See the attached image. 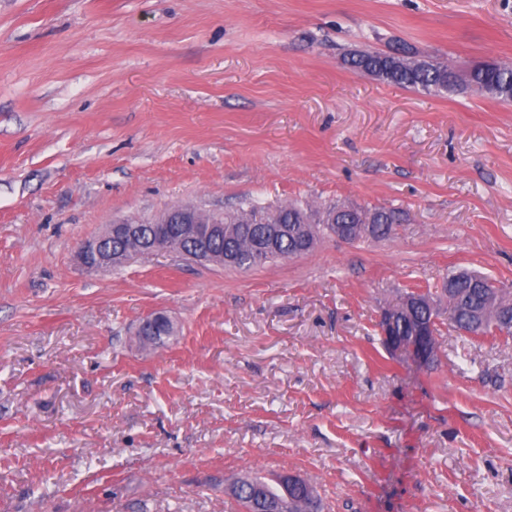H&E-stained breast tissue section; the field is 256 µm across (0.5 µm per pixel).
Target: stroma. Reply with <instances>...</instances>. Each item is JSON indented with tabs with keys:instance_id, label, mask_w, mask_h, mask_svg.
Masks as SVG:
<instances>
[{
	"instance_id": "35a3bbf8",
	"label": "stroma",
	"mask_w": 512,
	"mask_h": 512,
	"mask_svg": "<svg viewBox=\"0 0 512 512\" xmlns=\"http://www.w3.org/2000/svg\"><path fill=\"white\" fill-rule=\"evenodd\" d=\"M512 63V0H0V512H237L292 472L326 512H512V337L383 344L449 269L512 289V105L351 71ZM247 200L393 206L388 239L247 271L75 245ZM161 312L178 328L142 348ZM105 245L112 248V252L105 248L100 236L81 240L77 249L80 264L89 271H106L112 269V253L120 254L129 249V242L120 237L109 238Z\"/></svg>"
}]
</instances>
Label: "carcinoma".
Wrapping results in <instances>:
<instances>
[{"label":"carcinoma","mask_w":512,"mask_h":512,"mask_svg":"<svg viewBox=\"0 0 512 512\" xmlns=\"http://www.w3.org/2000/svg\"><path fill=\"white\" fill-rule=\"evenodd\" d=\"M347 65L354 71L373 74L395 85L423 91L451 92L460 87L470 89L479 95L512 102V64H476L466 80L458 79L453 68L443 62H433L428 66H417L400 60L389 53L365 51L347 58ZM336 211L338 224H363L365 236L373 239L390 237L394 225L404 221V211L397 207H360L336 204L326 211ZM311 209L295 202L274 210L259 207L253 203L245 207L224 211L220 220L224 222V235L212 239L211 249L217 255L237 254L239 259L232 264L235 269H251L277 259H286L295 250V244L283 232L287 225L299 226L305 219H312ZM275 239L278 249L270 252L264 261L254 262L252 243L262 239ZM169 251L188 259L193 254L194 244L176 236L166 243ZM480 274L468 271H450L446 281L451 289H442L441 295L449 297L448 326L455 332L475 331L474 322L482 321L483 334L499 333L512 336V290L499 289V296L491 298L486 292L473 287V280ZM417 292L410 291L389 307L398 314L394 332L411 342L413 332L418 327H431V358L437 357L439 338L442 330L437 320L439 308L414 301ZM175 335L171 326H163L151 336L138 337L141 346L165 343V339ZM231 494L243 508V512H275L284 508L285 512H323L324 504L317 489L307 490L299 480H291L286 474L271 476L254 474L235 480L230 486Z\"/></svg>","instance_id":"obj_1"}]
</instances>
